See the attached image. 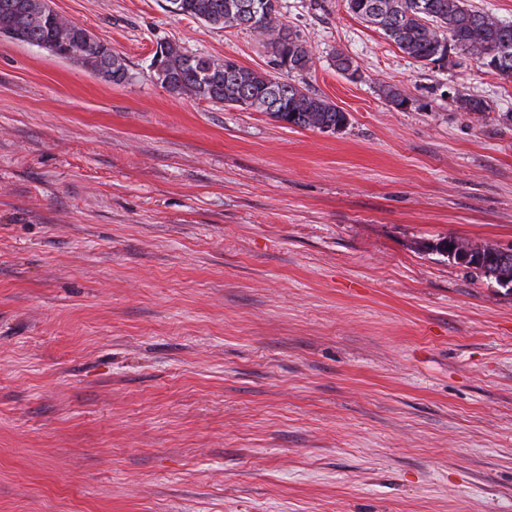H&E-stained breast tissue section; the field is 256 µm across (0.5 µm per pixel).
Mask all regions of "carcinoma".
Listing matches in <instances>:
<instances>
[{
	"instance_id": "1",
	"label": "carcinoma",
	"mask_w": 512,
	"mask_h": 512,
	"mask_svg": "<svg viewBox=\"0 0 512 512\" xmlns=\"http://www.w3.org/2000/svg\"><path fill=\"white\" fill-rule=\"evenodd\" d=\"M0 0V37L37 46L53 56L81 65L101 79L120 85L129 78L126 60L109 43L72 21L61 22L55 9L40 0ZM169 11L192 17L218 30L262 26L264 45L271 50V70L257 71L226 57L216 60L190 55L173 43H162V74L156 81L168 91L222 103L226 107L265 112L293 127L323 131L345 127L346 112L332 101L285 76L302 74L312 53L281 20L279 0H166ZM347 9L381 31L399 51L423 66L445 68L469 56L489 71L512 77V23L480 10L468 0H347ZM467 113L486 111L483 99L464 93L456 97Z\"/></svg>"
}]
</instances>
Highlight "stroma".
<instances>
[{"mask_svg": "<svg viewBox=\"0 0 512 512\" xmlns=\"http://www.w3.org/2000/svg\"><path fill=\"white\" fill-rule=\"evenodd\" d=\"M53 6L129 78L0 37V512H512V292L435 249L512 244V79L280 0L330 135L151 74L250 31Z\"/></svg>", "mask_w": 512, "mask_h": 512, "instance_id": "obj_1", "label": "stroma"}]
</instances>
